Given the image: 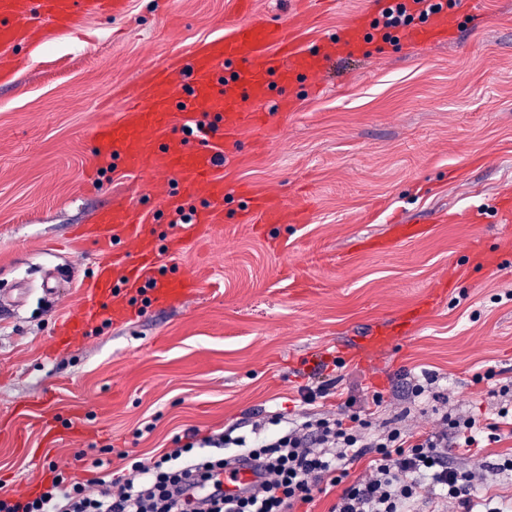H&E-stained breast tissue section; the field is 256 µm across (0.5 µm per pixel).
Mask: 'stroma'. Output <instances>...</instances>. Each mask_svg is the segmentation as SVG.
Returning <instances> with one entry per match:
<instances>
[{"label":"stroma","instance_id":"1","mask_svg":"<svg viewBox=\"0 0 512 512\" xmlns=\"http://www.w3.org/2000/svg\"><path fill=\"white\" fill-rule=\"evenodd\" d=\"M368 3L318 8L309 43ZM480 9L445 41L340 51L319 87L291 86L295 106L270 117L269 143L247 137L224 178L281 194L301 220L239 223L232 193L214 235L161 254L163 273L200 281L195 294L131 305L128 322L95 321L62 352L53 336L97 258L79 225L120 201L155 218L160 238L172 232L139 176L86 186L89 130L119 117L146 67L222 34L237 0H128L124 16L13 49L14 79L0 84V292L22 298L0 303V492L38 491L52 463L91 478L106 444L116 472L191 429L247 435L269 415L334 412L352 395L382 392L377 421L417 431L437 427L438 393L482 420L512 402V0ZM462 211L479 223L457 222ZM398 220L423 235L378 250ZM379 331L390 345L359 354ZM320 361L331 386L309 408L298 388ZM430 375V393L408 395Z\"/></svg>","mask_w":512,"mask_h":512}]
</instances>
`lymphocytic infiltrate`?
<instances>
[{"mask_svg":"<svg viewBox=\"0 0 512 512\" xmlns=\"http://www.w3.org/2000/svg\"><path fill=\"white\" fill-rule=\"evenodd\" d=\"M347 399L335 412L305 414L283 426L280 414L270 430L249 438L191 432L178 448L149 461L136 460L124 476H114L107 458L111 446L93 462L95 474L80 480L50 466L38 493L0 496V512H291L307 504L321 483L342 486L331 512H411L424 495L453 505L458 512H506L494 498H478L497 476L512 472V455L498 462L468 463L483 442H498L512 428V408L485 422L471 415L442 414L430 431L412 432L399 419L375 429L371 412H359ZM255 461L259 483L249 495L229 498L221 473L238 458ZM370 458L367 477L350 480L348 466Z\"/></svg>","mask_w":512,"mask_h":512,"instance_id":"f902f5d3","label":"lymphocytic infiltrate"}]
</instances>
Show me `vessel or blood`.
<instances>
[{
    "instance_id": "vessel-or-blood-1",
    "label": "vessel or blood",
    "mask_w": 512,
    "mask_h": 512,
    "mask_svg": "<svg viewBox=\"0 0 512 512\" xmlns=\"http://www.w3.org/2000/svg\"><path fill=\"white\" fill-rule=\"evenodd\" d=\"M316 0H293L290 24L243 15L227 22L222 36L189 44L162 67L141 73L137 97L114 120L98 123L92 132L91 173L107 165L149 175V193L161 210L171 212L184 201H196L193 221L175 226L169 250L212 235L224 221L226 184L223 164L241 155V137L265 129L266 114L286 111L293 101L282 88L299 80L318 81L335 43L312 51L302 46L310 8ZM439 9L409 28L414 45L429 46L448 35V20L478 9L477 0H435ZM126 0H0V82L12 74L7 57L23 42H45L65 35L90 17L124 12ZM244 224L297 221L281 195L242 184ZM80 236L98 251L95 274L84 286L82 306L56 332L57 350H65L101 318L127 319L130 291L147 288L152 302L171 307L195 291V279L159 277L158 241L149 219L120 202L84 225ZM118 241L133 242V262L113 251ZM224 491L239 494L258 481L253 463L239 461L224 470Z\"/></svg>"
}]
</instances>
